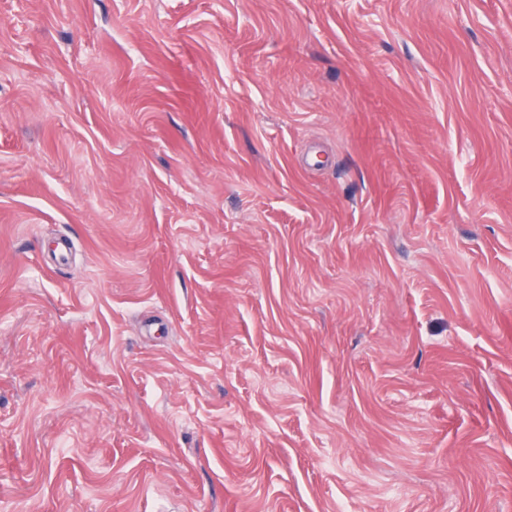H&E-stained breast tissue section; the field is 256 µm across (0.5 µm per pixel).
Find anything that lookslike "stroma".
<instances>
[{
	"label": "stroma",
	"mask_w": 512,
	"mask_h": 512,
	"mask_svg": "<svg viewBox=\"0 0 512 512\" xmlns=\"http://www.w3.org/2000/svg\"><path fill=\"white\" fill-rule=\"evenodd\" d=\"M0 512H512V0H0Z\"/></svg>",
	"instance_id": "stroma-1"
}]
</instances>
